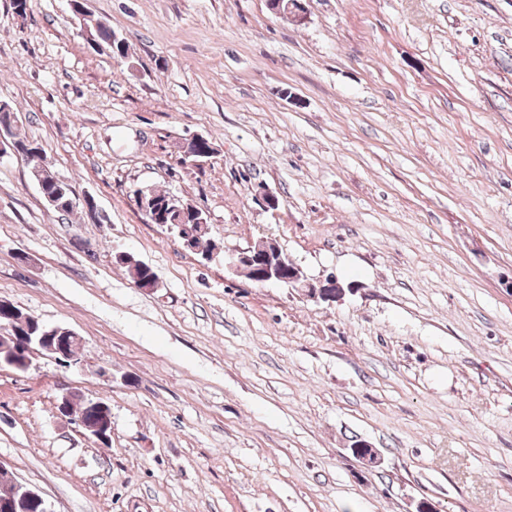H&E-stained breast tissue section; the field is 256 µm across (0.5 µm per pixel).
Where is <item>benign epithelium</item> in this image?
I'll list each match as a JSON object with an SVG mask.
<instances>
[{
  "label": "benign epithelium",
  "mask_w": 512,
  "mask_h": 512,
  "mask_svg": "<svg viewBox=\"0 0 512 512\" xmlns=\"http://www.w3.org/2000/svg\"><path fill=\"white\" fill-rule=\"evenodd\" d=\"M200 141L201 137L196 136L183 145L184 162L197 165L209 158V155L196 149ZM233 266L255 283H277L297 288L307 297L324 302H334L345 293V289L334 276L317 285L304 282L299 267L272 243H261L233 253ZM32 319V315L17 317L12 327L13 335L0 336V366H16V362L29 355L36 346L66 364L77 363L81 351V336L68 327L54 326L47 328L43 336L35 341L23 333L27 329V321ZM85 403L87 407L104 414L103 422L93 429L91 435L97 444L104 446L112 437V415L107 413L108 404L101 398L87 399ZM7 504L15 509H23L37 504L44 505L46 500L39 493L24 486L10 464L0 460V509Z\"/></svg>",
  "instance_id": "1"
}]
</instances>
